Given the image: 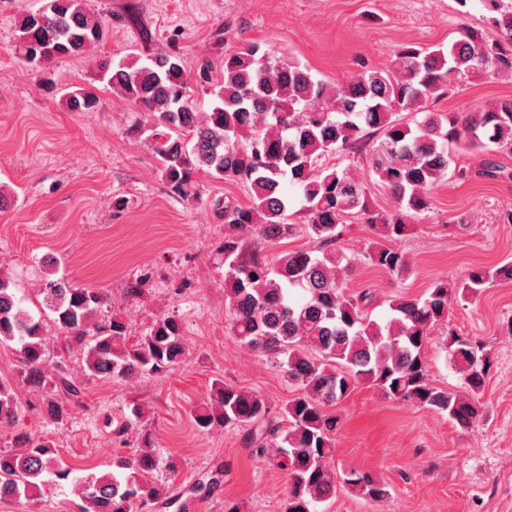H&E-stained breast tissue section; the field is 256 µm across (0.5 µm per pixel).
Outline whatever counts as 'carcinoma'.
Returning <instances> with one entry per match:
<instances>
[{
  "mask_svg": "<svg viewBox=\"0 0 512 512\" xmlns=\"http://www.w3.org/2000/svg\"><path fill=\"white\" fill-rule=\"evenodd\" d=\"M497 38L464 28L447 48L401 47L385 69L363 68L332 86L296 62H284L256 43H244L224 55L217 103L201 113L189 100L190 78L181 57L168 50L131 56L99 66L112 91L139 105L150 121L140 128L160 160L169 192L199 199V177L233 181L249 190L251 204H224V292L229 299L232 335L245 347L274 360L288 383L301 394L290 399L275 422L258 394L224 384L201 404L193 419L204 430L227 427L247 432L257 453L265 440L277 447V465L288 472L284 512H314L315 504L336 493L329 469L339 418L326 411L357 385L367 382L398 402L445 413L462 428L480 417L481 393L490 359L483 343L448 337L450 361L459 369L466 393L435 386L428 377L425 350L436 325L448 317V301L475 296L494 282H512V262L476 269L462 282L441 280L423 297L389 300L390 318L370 319L373 294L347 292L341 274L345 256L336 252L339 226L350 214L380 225L395 242L410 231L407 214L432 207L431 187L448 174L453 151L485 154L477 169L451 168L457 179L493 178L502 172L495 159L512 154V99L446 118L428 104L450 83L484 71L512 74V0H482ZM105 23L87 0H46L43 9L19 23L15 53L28 63L80 57L99 42ZM67 103L75 112H94L98 100L77 87ZM416 112L412 123L399 117ZM370 159L373 173L398 202V210L371 209L366 186L351 168L323 165L336 152ZM300 192L305 231L320 242L316 250L260 255L249 238L277 244L294 235L288 223L293 201L286 185ZM369 264L393 275L408 268L404 252L378 245ZM44 315L36 318L0 277V343L19 344L22 382L45 393L42 413L55 423L69 417L56 392L77 396L80 389L61 368L45 369L47 326L66 345H79L87 375L112 379L144 372L163 373L179 366L186 348L181 319L164 315L148 331L130 339L123 318L107 316L108 296L61 278L42 289ZM19 403L11 385L0 381V427L12 428ZM160 459L150 434L130 457L116 461L122 470L73 476L51 441L13 432L12 449L0 451V500H32L48 482L68 481L83 500L82 512H134L136 506L174 504L165 486L151 474ZM345 484L372 500L389 495L377 478L350 471Z\"/></svg>",
  "mask_w": 512,
  "mask_h": 512,
  "instance_id": "obj_1",
  "label": "carcinoma"
}]
</instances>
